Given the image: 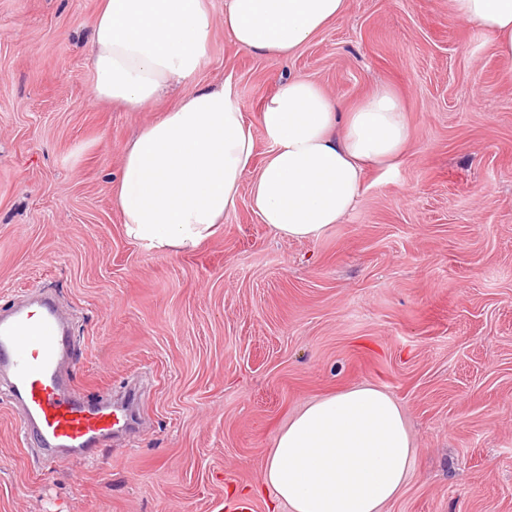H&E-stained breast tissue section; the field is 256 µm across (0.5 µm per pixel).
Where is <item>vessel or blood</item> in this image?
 Returning a JSON list of instances; mask_svg holds the SVG:
<instances>
[{"mask_svg": "<svg viewBox=\"0 0 512 512\" xmlns=\"http://www.w3.org/2000/svg\"><path fill=\"white\" fill-rule=\"evenodd\" d=\"M70 330L46 296L0 311V382L26 410V438L60 466L94 457L112 435L115 410L78 396L64 365Z\"/></svg>", "mask_w": 512, "mask_h": 512, "instance_id": "obj_1", "label": "vessel or blood"}]
</instances>
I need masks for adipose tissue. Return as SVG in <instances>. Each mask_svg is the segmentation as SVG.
Masks as SVG:
<instances>
[{
    "mask_svg": "<svg viewBox=\"0 0 512 512\" xmlns=\"http://www.w3.org/2000/svg\"><path fill=\"white\" fill-rule=\"evenodd\" d=\"M453 17L512 59V0H448ZM347 0H224L236 46L294 53L340 17ZM202 0H100L90 28L94 99L147 112L170 87L181 100L122 151L113 200L127 236L155 253L187 252L212 238L253 171L261 221L294 240L319 238L354 208L371 168H393L409 142L400 98L380 85L344 110L318 85L281 81L259 114L255 141L231 83L193 86L211 35ZM416 448L399 405L359 385L310 402L278 434L263 481L290 512H383L403 491Z\"/></svg>",
    "mask_w": 512,
    "mask_h": 512,
    "instance_id": "obj_1",
    "label": "adipose tissue"
}]
</instances>
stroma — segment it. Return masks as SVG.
Segmentation results:
<instances>
[{
    "label": "stroma",
    "instance_id": "stroma-1",
    "mask_svg": "<svg viewBox=\"0 0 512 512\" xmlns=\"http://www.w3.org/2000/svg\"><path fill=\"white\" fill-rule=\"evenodd\" d=\"M99 0H0V308L50 291L88 398L140 386L134 436L97 460L38 459L0 394V512H289L262 471L307 403L369 384L417 448L385 512H512V60L448 0H348L293 55L241 49L224 0L193 83L231 82L255 141L262 103L305 77L341 106L386 83L405 105L398 165L315 240L252 211V172L217 234L157 255L112 200L123 145L161 110L90 96Z\"/></svg>",
    "mask_w": 512,
    "mask_h": 512
}]
</instances>
